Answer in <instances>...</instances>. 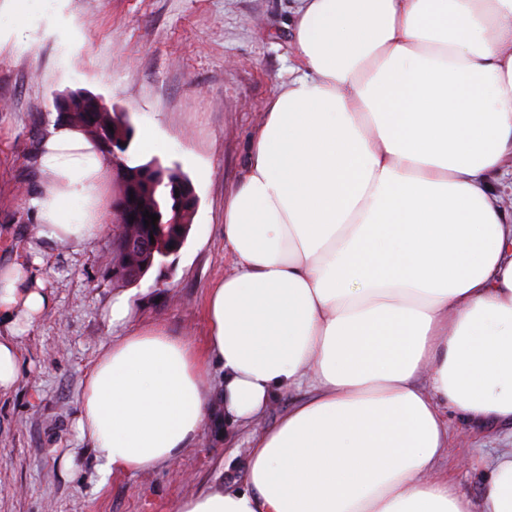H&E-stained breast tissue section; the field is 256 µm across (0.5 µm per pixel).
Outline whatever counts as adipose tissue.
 <instances>
[{
    "mask_svg": "<svg viewBox=\"0 0 512 512\" xmlns=\"http://www.w3.org/2000/svg\"><path fill=\"white\" fill-rule=\"evenodd\" d=\"M293 30L298 63L224 197L233 270L205 352L128 329L113 297L80 434L104 474L148 471L215 415L250 424L295 391L235 485L176 512H512V0H296ZM38 164L35 242L0 264V393L52 305L41 243L105 229L95 141L50 126ZM452 409L502 429L477 497L442 468Z\"/></svg>",
    "mask_w": 512,
    "mask_h": 512,
    "instance_id": "adipose-tissue-1",
    "label": "adipose tissue"
}]
</instances>
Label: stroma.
<instances>
[{"mask_svg":"<svg viewBox=\"0 0 512 512\" xmlns=\"http://www.w3.org/2000/svg\"><path fill=\"white\" fill-rule=\"evenodd\" d=\"M293 0H0V262L26 250L36 218L26 198L42 181L41 139L54 98L100 97L135 131L154 126L163 145L134 160L186 175L198 199L185 245L139 283L122 285L109 261L112 230L83 244L52 245L45 284L53 305L19 340L21 377L0 395V512H174L177 500L230 484L256 428L273 425L294 398L280 395L254 426L217 418L172 464L102 477L77 429L86 375L113 333L112 298L137 301L133 326L159 323L205 349V300L231 267L224 195L239 176L267 100L295 64ZM448 476L479 496L493 425L449 412Z\"/></svg>","mask_w":512,"mask_h":512,"instance_id":"35a3bbf8","label":"stroma"}]
</instances>
